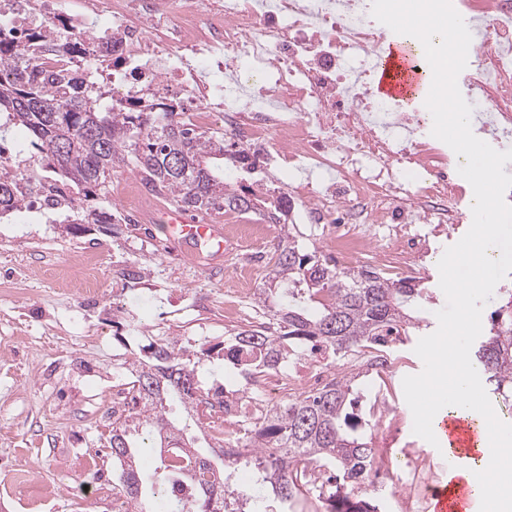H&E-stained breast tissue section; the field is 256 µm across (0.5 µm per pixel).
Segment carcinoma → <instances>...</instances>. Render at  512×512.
<instances>
[{
  "instance_id": "1",
  "label": "carcinoma",
  "mask_w": 512,
  "mask_h": 512,
  "mask_svg": "<svg viewBox=\"0 0 512 512\" xmlns=\"http://www.w3.org/2000/svg\"><path fill=\"white\" fill-rule=\"evenodd\" d=\"M46 32L24 36L32 55L44 49ZM14 30L0 19V114L21 126L31 153L56 175L54 181L76 194L94 198L107 190L116 168L132 167L154 193L185 212L211 215L229 208L264 212L271 223L288 217L291 199L224 182V166L240 151L224 146V133L206 131L183 118L174 98L152 95L137 108L107 101L108 91L91 88L74 73L51 72L15 64ZM33 205L13 181L0 180V215ZM428 288L418 278L392 281L381 274L339 270L318 254L300 249L292 233L282 237L269 259L263 287L254 294L261 318L275 322V332L261 325L233 330L224 340V361H240L257 374L284 368L293 346H323L341 358L357 353L371 339L380 342L385 360L398 339H411L419 328L413 307L426 300ZM500 305L491 315L489 335L471 348L474 367L493 395L512 399V288L499 289ZM200 361L175 351L169 343L153 345L134 364L129 387L132 408L112 424V459L121 467L120 487L131 512H156L164 499L167 512H264L269 496L283 503L303 497L298 467L307 461L324 467V512H380L379 504L358 494L375 467L383 466L373 446L374 413L353 421L352 409L364 394L355 377L331 379L322 387L275 408L262 423H246L248 432L235 445L196 447L187 435L199 409L224 405L226 388L203 390L197 379ZM185 415L173 416V404ZM160 448V466L150 474L141 463L147 448ZM255 448L252 479L236 496L233 486L216 484L213 457L228 470L239 461V448Z\"/></svg>"
}]
</instances>
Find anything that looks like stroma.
I'll return each instance as SVG.
<instances>
[{"mask_svg": "<svg viewBox=\"0 0 512 512\" xmlns=\"http://www.w3.org/2000/svg\"><path fill=\"white\" fill-rule=\"evenodd\" d=\"M139 182L120 169L106 198L0 217V512H114L120 467L108 440L124 409L113 406L112 389L129 381L133 362L151 345L167 341L189 358L208 349L198 369L201 387L229 379L224 286L234 260L170 250L162 223L145 231L128 224L120 214L123 193ZM473 199L470 192L460 199L458 223L432 240L417 272L437 308L446 304L437 264L469 230ZM95 208L115 214L114 224L94 223ZM88 248L98 255L99 297L92 305L79 294ZM134 260L147 275L123 278ZM127 313L140 317L138 334H129ZM414 348L411 342L397 348L388 379L402 417L394 446L430 459L438 484L448 479L447 452L413 433L403 393L404 377L423 369Z\"/></svg>", "mask_w": 512, "mask_h": 512, "instance_id": "obj_1", "label": "stroma"}]
</instances>
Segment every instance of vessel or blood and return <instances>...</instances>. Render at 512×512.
<instances>
[{
    "mask_svg": "<svg viewBox=\"0 0 512 512\" xmlns=\"http://www.w3.org/2000/svg\"><path fill=\"white\" fill-rule=\"evenodd\" d=\"M432 83V69L428 63L419 62L406 36L390 37L383 49L373 94L402 103H411L427 97ZM169 237L186 252H194L201 244H215L216 256H223L230 246L224 238L222 225L209 221L189 219L181 210L166 209L163 214ZM486 430L483 417L437 416L434 433L448 444V482L431 488L432 512H473L481 498L480 486L466 463L475 458L481 437Z\"/></svg>",
    "mask_w": 512,
    "mask_h": 512,
    "instance_id": "b4317fda",
    "label": "vessel or blood"
}]
</instances>
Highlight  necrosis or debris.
I'll list each match as a JSON object with an SVG mask.
<instances>
[{
	"instance_id": "obj_1",
	"label": "necrosis or debris",
	"mask_w": 512,
	"mask_h": 512,
	"mask_svg": "<svg viewBox=\"0 0 512 512\" xmlns=\"http://www.w3.org/2000/svg\"><path fill=\"white\" fill-rule=\"evenodd\" d=\"M371 0H79L67 11L51 0H0V14L23 29L52 30L63 51L40 66L112 82V96L132 101L146 89L189 96V119L220 123L226 136L268 174L285 166L287 191L305 204L306 223L321 228L339 268L414 271L430 251L421 225L457 221L460 157L424 134L420 113L374 97L371 81L387 31ZM482 30L478 89L483 131L512 138V0H459ZM245 262L236 271V305L226 319L258 314L242 282L268 241L265 225L238 224ZM331 372L328 357L303 356L287 380L250 374L224 399V436L281 399L314 390ZM412 473L396 512H421L431 466L410 454Z\"/></svg>"
}]
</instances>
